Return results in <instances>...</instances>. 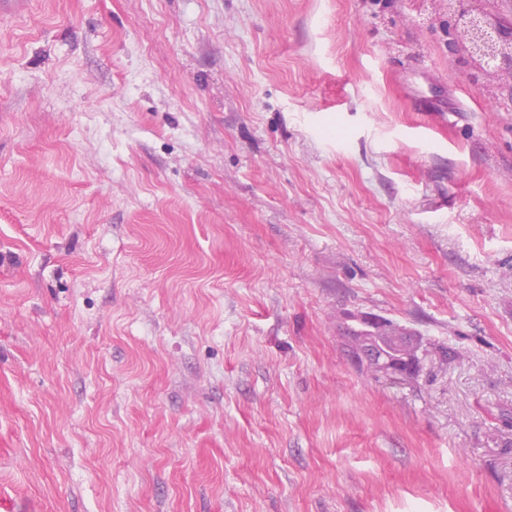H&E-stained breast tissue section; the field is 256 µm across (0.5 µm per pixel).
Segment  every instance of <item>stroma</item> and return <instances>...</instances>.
I'll return each instance as SVG.
<instances>
[{
	"label": "stroma",
	"instance_id": "35a3bbf8",
	"mask_svg": "<svg viewBox=\"0 0 512 512\" xmlns=\"http://www.w3.org/2000/svg\"><path fill=\"white\" fill-rule=\"evenodd\" d=\"M430 2L0 5V512H512V91ZM353 319L363 326L368 328V331L372 333L374 336H369L368 338H364L361 342H357L360 353L365 358H372L370 356V339H378L383 336H375L379 333H382L386 329L387 321L378 316L368 314V313H357L353 315Z\"/></svg>",
	"mask_w": 512,
	"mask_h": 512
}]
</instances>
